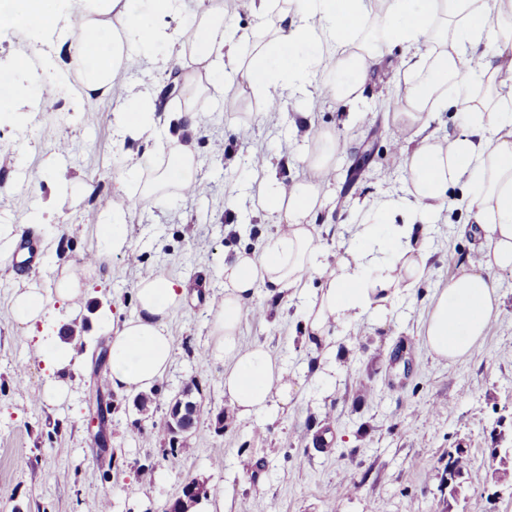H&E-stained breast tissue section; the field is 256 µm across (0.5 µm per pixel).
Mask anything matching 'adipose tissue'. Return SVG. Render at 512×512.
<instances>
[{"label": "adipose tissue", "mask_w": 512, "mask_h": 512, "mask_svg": "<svg viewBox=\"0 0 512 512\" xmlns=\"http://www.w3.org/2000/svg\"><path fill=\"white\" fill-rule=\"evenodd\" d=\"M369 2L291 0L272 37L246 57L227 44L223 10L209 7L193 26L191 52L177 55L176 62L191 83L212 90L217 87L213 75L231 65L241 84L268 103L305 91L319 73L331 69L350 80L331 83L329 97L355 106L377 61L376 52L361 39ZM182 7L183 0H103L98 19L81 29L77 41L79 56L89 64L87 95L104 96L121 84L135 61L134 48L150 50L179 41L182 31L169 28L165 20ZM103 16L117 26L108 47L100 32ZM505 20H512V0H390L376 29L381 43L406 49L391 71L403 80L394 126L416 129L414 136L396 142L409 197L368 204L363 223L354 226L349 243L339 245L335 262L324 261L314 225L321 185L334 170L335 137L320 134L305 155L309 177L260 181L258 203L262 210L278 213L280 222L262 251L242 249L225 262L224 298L210 320V353L224 363L227 417L260 419L285 407L295 386L285 364L265 345L241 341V321L256 290L266 289L272 296L307 293L304 336L332 355L331 330L355 329L369 319L386 323L400 292L424 277L429 254L416 231L444 207L449 188L461 182L472 188L468 204L475 222L469 233L475 247L434 296L424 342L449 362L469 357L481 346L501 305L493 274L512 271V30L502 28ZM56 21V0H0V28L45 36ZM480 80L487 99L476 109L472 90ZM450 101L460 107L471 132L443 138L429 133V115ZM116 121L126 133L156 143L154 151L134 158L129 169L133 176L153 173L141 199L171 186L182 190L195 184L192 139L159 135L154 104L136 101L117 113ZM400 211L405 219L399 224L395 215ZM127 216V207L120 204L102 215L97 229L104 245L94 262L62 270L53 288L31 280L16 289L15 323L26 331L36 328L57 300L70 302L71 319L80 320L76 300L87 279L128 245ZM311 279L319 286L310 293L306 284ZM184 296L183 283L172 277L151 273L137 282L134 316L110 322L107 329L109 369L103 382L114 393L146 392L165 376L174 356L167 323ZM38 354L51 372L42 403H64L70 396L67 370L76 362L74 347L48 343Z\"/></svg>", "instance_id": "obj_1"}]
</instances>
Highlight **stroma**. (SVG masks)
<instances>
[{
    "instance_id": "obj_1",
    "label": "stroma",
    "mask_w": 512,
    "mask_h": 512,
    "mask_svg": "<svg viewBox=\"0 0 512 512\" xmlns=\"http://www.w3.org/2000/svg\"><path fill=\"white\" fill-rule=\"evenodd\" d=\"M222 3L229 33L250 36L245 53L267 39L286 7V0H274L261 21L238 0ZM90 18L80 0H60L45 41L0 28V64L27 57L22 79L30 96L54 93L51 111L32 105L20 119H0V153L9 158L0 165V224L23 223L38 203L50 204L42 223L23 236L38 252L37 265L0 261V512H97L107 490L111 512H170L192 480L203 484L215 512H256L260 505L265 512H512V472L497 480L491 459L492 449L512 446V272L495 276L500 311L470 358L440 360L422 337L431 300L452 274L449 255L462 259L472 250L471 237L461 231L474 221L462 184L449 189L427 227V277L402 291L386 323L365 322L356 335L342 331L336 358L322 360L304 339V299L257 289L242 340L266 345L299 385L283 411L258 421L218 422L226 408L224 366L207 355L209 308L224 297L225 261L236 250L261 249L279 222L253 206L255 169L264 163L277 179L301 178L307 173L301 158L317 135L337 136L335 170L322 185L315 221L325 258L334 261L337 246L361 222L364 203L407 189L386 108L401 94L389 73L397 51L381 48L360 120L348 119L343 105L322 101L331 72L287 100L284 111L269 112L242 92L232 71L219 74L220 94L189 83L175 70L177 51L168 46L140 53L113 93L88 98L75 39ZM172 75L180 93L171 107L197 114L200 190L129 200V246L90 277L81 301L85 347L70 373L71 396L57 406L39 405L49 371L34 341L66 336L68 307L55 304L28 339L12 318L11 296L26 278L53 287L65 266L98 248L100 214L117 201L132 159L153 147L122 133L115 114L134 95L160 100ZM367 150L368 164L356 171ZM60 171L87 185L80 203L57 195ZM148 273L179 278L187 298L169 324L172 365L142 409L137 396L102 387L105 366L95 357L107 341L102 309L119 319L132 316L134 288ZM186 390L203 412L173 442L164 430L168 410ZM97 393L108 408L92 426ZM171 444L181 457L175 469L164 459ZM458 448L484 481L463 483L452 500L441 473L449 451ZM142 465L151 466V479L140 478Z\"/></svg>"
}]
</instances>
